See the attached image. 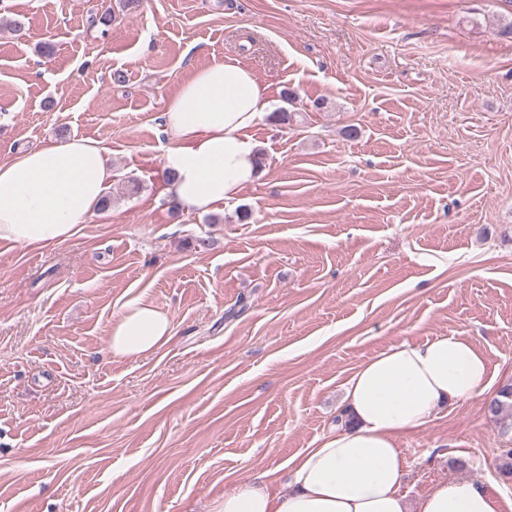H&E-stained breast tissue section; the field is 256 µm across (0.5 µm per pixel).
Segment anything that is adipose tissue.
Listing matches in <instances>:
<instances>
[{"instance_id": "ef3b65f1", "label": "adipose tissue", "mask_w": 512, "mask_h": 512, "mask_svg": "<svg viewBox=\"0 0 512 512\" xmlns=\"http://www.w3.org/2000/svg\"><path fill=\"white\" fill-rule=\"evenodd\" d=\"M267 106L265 86L231 57L213 58L180 85L162 114L169 141L162 168L177 205L218 209L262 176L250 131ZM106 153L98 142L70 138L0 161V242L44 247L70 238L105 195L112 176ZM172 338L168 312L134 298L112 320L109 353L137 359ZM491 383L486 358L466 337L395 344L348 380L338 425L291 461L287 492L271 493L266 475H248L218 512H501L484 485L463 480L408 503L406 459L396 445L401 431L489 393Z\"/></svg>"}]
</instances>
